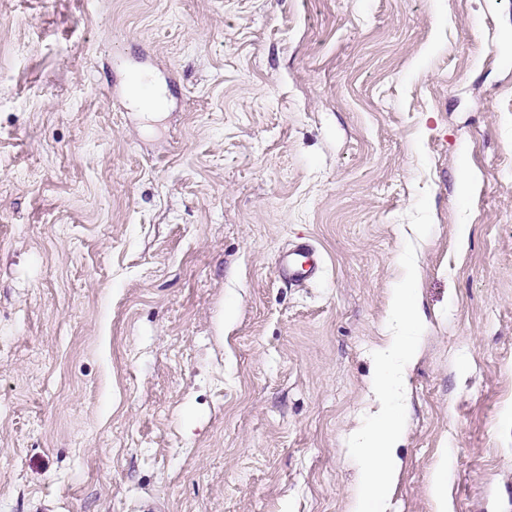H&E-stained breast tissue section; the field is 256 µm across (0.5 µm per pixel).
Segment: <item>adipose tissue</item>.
<instances>
[{
    "label": "adipose tissue",
    "instance_id": "ef3b65f1",
    "mask_svg": "<svg viewBox=\"0 0 512 512\" xmlns=\"http://www.w3.org/2000/svg\"><path fill=\"white\" fill-rule=\"evenodd\" d=\"M417 275L416 263L402 260L399 278L390 290L389 318L394 334L376 354V371L369 385L376 412L349 441L359 480L347 512H379L400 472L394 449L408 412L407 374L420 355L421 318L412 300Z\"/></svg>",
    "mask_w": 512,
    "mask_h": 512
}]
</instances>
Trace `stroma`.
Returning a JSON list of instances; mask_svg holds the SVG:
<instances>
[{
  "label": "stroma",
  "instance_id": "stroma-1",
  "mask_svg": "<svg viewBox=\"0 0 512 512\" xmlns=\"http://www.w3.org/2000/svg\"><path fill=\"white\" fill-rule=\"evenodd\" d=\"M405 258L382 512H512V0H0V512H346ZM278 273L288 284H299L315 277L321 268V258L309 242L297 244L280 256ZM417 275L416 263L403 259L399 278L390 288L389 318L395 333L376 354V371L369 385L376 412L349 441L359 480L347 512H379L400 472L394 448L408 412L407 374L420 355L421 318L412 300Z\"/></svg>",
  "mask_w": 512,
  "mask_h": 512
}]
</instances>
